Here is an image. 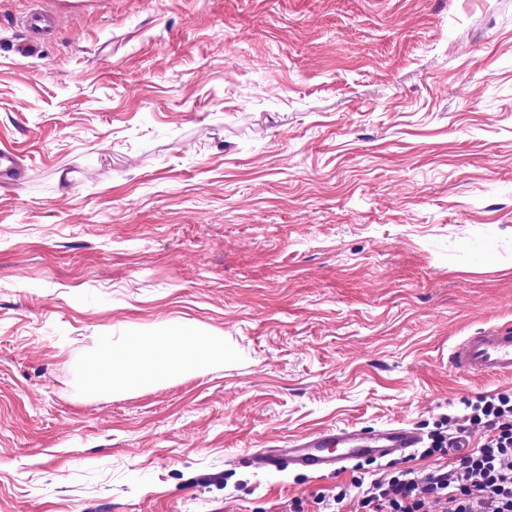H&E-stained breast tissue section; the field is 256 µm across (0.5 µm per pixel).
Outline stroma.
<instances>
[{"instance_id": "35a3bbf8", "label": "stroma", "mask_w": 512, "mask_h": 512, "mask_svg": "<svg viewBox=\"0 0 512 512\" xmlns=\"http://www.w3.org/2000/svg\"><path fill=\"white\" fill-rule=\"evenodd\" d=\"M2 151L0 512H320L431 461L241 457L512 397L448 365L512 324V0H0ZM168 316L223 364L84 393L97 328ZM20 24L26 33V39L23 41L22 55L32 56L36 48L42 41L48 39L54 32V17L43 8H34L26 17L20 20Z\"/></svg>"}]
</instances>
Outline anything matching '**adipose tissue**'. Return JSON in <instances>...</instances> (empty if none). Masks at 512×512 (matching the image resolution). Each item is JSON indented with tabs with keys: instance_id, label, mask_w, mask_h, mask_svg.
Wrapping results in <instances>:
<instances>
[{
	"instance_id": "obj_1",
	"label": "adipose tissue",
	"mask_w": 512,
	"mask_h": 512,
	"mask_svg": "<svg viewBox=\"0 0 512 512\" xmlns=\"http://www.w3.org/2000/svg\"><path fill=\"white\" fill-rule=\"evenodd\" d=\"M224 335L163 318L128 328H100L76 373L86 394L140 392L202 375L224 360Z\"/></svg>"
}]
</instances>
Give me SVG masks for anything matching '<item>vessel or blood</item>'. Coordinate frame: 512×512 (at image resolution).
Listing matches in <instances>:
<instances>
[{"label":"vessel or blood","mask_w":512,"mask_h":512,"mask_svg":"<svg viewBox=\"0 0 512 512\" xmlns=\"http://www.w3.org/2000/svg\"><path fill=\"white\" fill-rule=\"evenodd\" d=\"M21 25L26 33L23 56H32L42 41L54 32L55 20L43 8L32 9ZM452 368L470 378L512 375V329L491 327L464 338L451 351ZM420 434L404 424H394L374 432L326 429L289 440L283 448H264L251 454L257 468H276L288 463L293 468L324 473L338 471L352 461H368L398 456L417 447Z\"/></svg>","instance_id":"obj_1"}]
</instances>
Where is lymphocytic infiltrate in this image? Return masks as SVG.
I'll list each match as a JSON object with an SVG mask.
<instances>
[{"label": "lymphocytic infiltrate", "instance_id": "f902f5d3", "mask_svg": "<svg viewBox=\"0 0 512 512\" xmlns=\"http://www.w3.org/2000/svg\"><path fill=\"white\" fill-rule=\"evenodd\" d=\"M474 423L490 435L455 467L406 469L359 490L363 512H512V398L476 402Z\"/></svg>", "mask_w": 512, "mask_h": 512}]
</instances>
